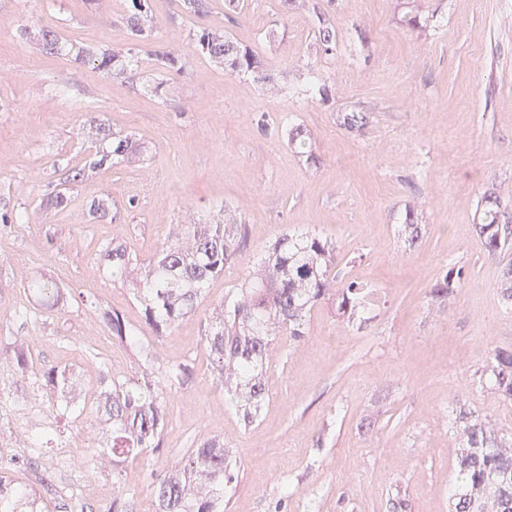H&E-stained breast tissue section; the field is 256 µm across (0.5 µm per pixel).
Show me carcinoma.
Instances as JSON below:
<instances>
[{
	"instance_id": "carcinoma-1",
	"label": "carcinoma",
	"mask_w": 512,
	"mask_h": 512,
	"mask_svg": "<svg viewBox=\"0 0 512 512\" xmlns=\"http://www.w3.org/2000/svg\"><path fill=\"white\" fill-rule=\"evenodd\" d=\"M133 10L124 14L130 41L150 39L152 17L144 0H132ZM25 34L37 42L44 55L59 53V39L38 19L31 20ZM202 53L227 64L238 73L258 72L260 62L250 50L242 49L222 30H204L194 38ZM83 53L97 58L99 68L118 75L124 72L125 51L94 50ZM159 63L182 70L176 51L159 48L151 52ZM133 154L128 137H112L111 150L102 155L127 159ZM501 203L496 197L483 199L481 224L477 232L492 255L512 248V224L500 222ZM245 238V225L230 216L219 224H184L164 243L159 255L144 271L136 270L129 254L120 247L106 251L92 267L109 266L112 278L128 282L143 306V325L126 321L118 311H103L112 341L145 357L144 330L157 336L174 332L196 310L206 285L224 276L235 261ZM336 243L309 232L292 231L279 236L249 271L240 287L217 304L206 318L204 339L209 365L215 377L244 416L252 417L268 398L267 370L270 352L278 336L298 343L307 336L314 306L334 298L338 314L352 316L365 308L368 290L354 282L337 284ZM26 288L40 304L54 309L63 300L59 284L43 277L31 279ZM32 356L27 342L19 339L12 364L24 371ZM46 393L62 397L63 412L77 421L96 417L99 447L112 454V481L121 483L120 463L159 447L166 428L163 390L148 380H112L98 387V397L84 398V381L79 372L57 366L35 374ZM489 380L497 394L512 401V347L492 351ZM460 448L456 478L448 497V512H512V437L478 413L461 408L454 419ZM232 480L226 461L224 440L203 439L188 455L169 462L153 485L155 512H224V482ZM47 505L37 492L18 484L0 470V512H45Z\"/></svg>"
}]
</instances>
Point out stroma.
Here are the masks:
<instances>
[{
    "mask_svg": "<svg viewBox=\"0 0 512 512\" xmlns=\"http://www.w3.org/2000/svg\"><path fill=\"white\" fill-rule=\"evenodd\" d=\"M149 6L154 42L178 51L182 71L149 66L148 45L130 47L117 0H0V213L28 217L0 231V427L17 426L29 401L53 409L9 361L21 337L33 340L35 368L78 360L98 384L151 367L168 425L159 449L124 462L121 486L108 467L87 485L56 466L63 452H99L96 426L62 416L35 463L16 466L21 448L2 440L0 465L40 490L50 512H103L117 496L129 512H154V473L219 436L233 473L224 512H393L399 500L405 512H448L459 409L512 430V403L477 376L495 347L512 346L500 288L512 251L488 254L476 232L487 195L512 224V0H245L233 23L224 0L203 17L181 0ZM34 15L52 16L59 54L23 37ZM327 25L329 56L318 46ZM205 28L252 50L280 86L321 78L329 99H292L229 72L197 53L192 37ZM88 44L129 49L126 73L77 58ZM351 111L367 113L362 128L341 125ZM95 122L130 136L138 161L102 160ZM296 131L310 153L291 146ZM82 165L91 178L67 182ZM61 188L67 207L40 209ZM102 200L104 221L91 213ZM225 213L246 226L233 269L172 335L146 334L151 364L113 345L102 309L136 325L142 310L129 284L92 274L101 252L123 246L143 268L178 225ZM290 230L335 241L339 280L367 287L369 304L343 319L322 301L303 342L280 340L269 397L250 422L210 373L203 322ZM451 267L460 282L434 296ZM36 275L67 286L68 309L34 305L22 286ZM87 293L98 308L81 305ZM19 304L26 318L11 316ZM172 363L190 374L171 387Z\"/></svg>",
    "mask_w": 512,
    "mask_h": 512,
    "instance_id": "35a3bbf8",
    "label": "stroma"
}]
</instances>
